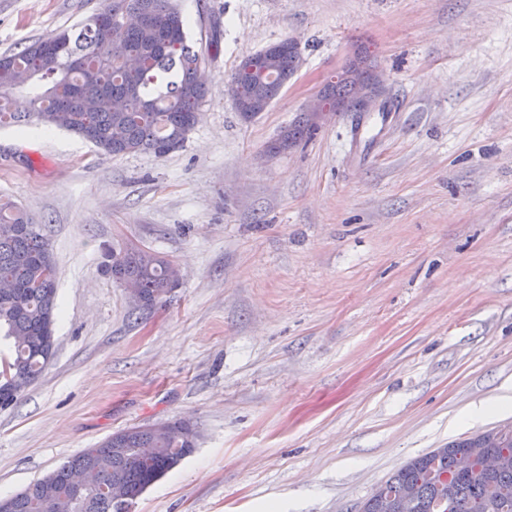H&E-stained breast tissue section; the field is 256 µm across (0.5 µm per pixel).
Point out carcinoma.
I'll use <instances>...</instances> for the list:
<instances>
[{
  "label": "carcinoma",
  "mask_w": 512,
  "mask_h": 512,
  "mask_svg": "<svg viewBox=\"0 0 512 512\" xmlns=\"http://www.w3.org/2000/svg\"><path fill=\"white\" fill-rule=\"evenodd\" d=\"M99 12L112 22L88 19L21 50L0 56V127L40 125L67 130L110 156L151 152L167 155L181 148L198 122L206 81L198 76L205 57L188 45L187 23L174 0H102ZM292 54L265 57L234 80L232 98L245 121L264 112L295 74ZM33 90L30 111L14 108L18 88ZM331 104L349 100L348 85L325 87ZM311 130L294 125L269 146L288 147ZM107 264L118 286L132 283L139 307L151 308L179 286L180 270L151 249L125 246ZM0 328L9 353L0 361V393L13 407L55 353L56 260L40 225L10 203H0ZM197 431L176 419L113 432L94 448L73 456L48 476L14 494V512H129L148 488L180 465L182 452L196 447ZM141 448L156 453L146 461ZM499 457L498 467L453 471L457 456ZM84 486L69 495L74 474ZM125 499L112 498V486ZM390 512H512V441L489 429L454 440L410 459L381 486Z\"/></svg>",
  "instance_id": "1"
}]
</instances>
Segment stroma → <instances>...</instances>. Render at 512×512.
Returning <instances> with one entry per match:
<instances>
[{
  "label": "stroma",
  "instance_id": "stroma-1",
  "mask_svg": "<svg viewBox=\"0 0 512 512\" xmlns=\"http://www.w3.org/2000/svg\"><path fill=\"white\" fill-rule=\"evenodd\" d=\"M177 2L210 75L183 149L0 127V199L40 224L60 309L54 357L0 411V499L182 418L195 452L132 512H359L411 458L512 421V0ZM100 5L0 0V55ZM289 36L299 71L243 120L237 62ZM359 45L397 106L376 144L330 112L268 152ZM125 244L180 268L152 308L104 272Z\"/></svg>",
  "mask_w": 512,
  "mask_h": 512
}]
</instances>
